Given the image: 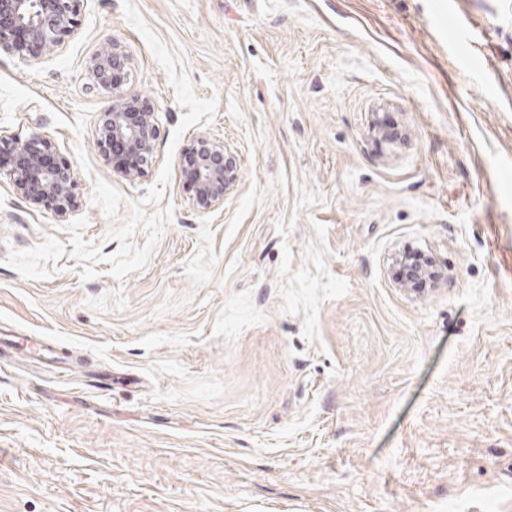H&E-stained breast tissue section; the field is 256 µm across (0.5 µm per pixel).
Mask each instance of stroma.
<instances>
[{"label": "stroma", "mask_w": 512, "mask_h": 512, "mask_svg": "<svg viewBox=\"0 0 512 512\" xmlns=\"http://www.w3.org/2000/svg\"><path fill=\"white\" fill-rule=\"evenodd\" d=\"M110 42L159 126L134 179L95 145ZM33 134L78 204L0 170V334L73 366L0 349V512H512V0H83L0 55ZM200 135L238 164L207 212ZM404 262V270H415L418 274H415L414 277L409 280L407 277V273L405 272L404 276L400 279V275L402 274L401 265ZM435 270L433 265L427 257L421 255L419 253H405L401 258L400 264L397 265L396 276L399 280L406 282L410 285L411 288H428L431 286L432 281L435 277Z\"/></svg>", "instance_id": "stroma-1"}]
</instances>
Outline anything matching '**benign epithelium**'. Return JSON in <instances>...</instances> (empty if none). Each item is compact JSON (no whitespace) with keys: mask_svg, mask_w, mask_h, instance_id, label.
<instances>
[{"mask_svg":"<svg viewBox=\"0 0 512 512\" xmlns=\"http://www.w3.org/2000/svg\"><path fill=\"white\" fill-rule=\"evenodd\" d=\"M82 0H0V54L37 50L48 54L76 29ZM124 55L110 43L99 50L87 66L86 89L112 95V106L100 114L96 146L107 157L119 142L143 161L152 158L158 135L156 112L150 100L129 95L108 80V73ZM195 154L194 206L202 211L224 203V194L237 180V162L224 146L206 136L190 144ZM17 163L10 172L15 190L34 205L50 198L56 201V215L64 220L76 207L73 165L57 155L49 137L34 134L13 144Z\"/></svg>","mask_w":512,"mask_h":512,"instance_id":"benign-epithelium-1","label":"benign epithelium"}]
</instances>
